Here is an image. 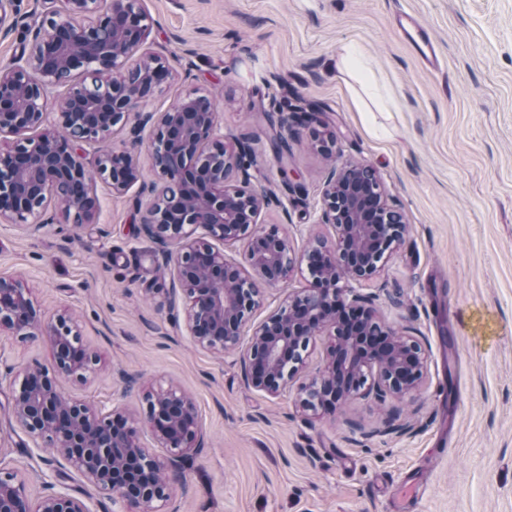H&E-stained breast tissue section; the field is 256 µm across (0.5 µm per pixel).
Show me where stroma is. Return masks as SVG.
Segmentation results:
<instances>
[{
    "instance_id": "obj_1",
    "label": "stroma",
    "mask_w": 512,
    "mask_h": 512,
    "mask_svg": "<svg viewBox=\"0 0 512 512\" xmlns=\"http://www.w3.org/2000/svg\"><path fill=\"white\" fill-rule=\"evenodd\" d=\"M146 48L173 70L142 104L162 112L198 92L225 135L250 148L252 183L271 197L262 228L295 251L334 241L319 223L333 162L375 166L408 232L370 288L395 331L428 360L417 395L354 396L315 415L298 389L321 370L330 336L311 337L294 383L275 396L247 387L238 352L196 345L186 300L160 244L139 232L155 175L118 194L94 173L96 215L35 233L0 223V272L20 276L46 312L69 309L101 361L60 392L144 415L147 391L178 385L194 401L204 451L163 512H512V0H140ZM416 15L439 51L427 68L399 34L395 7ZM0 66L49 16L16 0ZM358 44L397 111L367 132L336 68ZM51 367L43 341L0 333V466L32 498L47 490L87 512H133L72 470L11 417L24 367Z\"/></svg>"
}]
</instances>
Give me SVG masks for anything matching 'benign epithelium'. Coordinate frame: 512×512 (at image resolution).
I'll list each match as a JSON object with an SVG mask.
<instances>
[{"mask_svg": "<svg viewBox=\"0 0 512 512\" xmlns=\"http://www.w3.org/2000/svg\"><path fill=\"white\" fill-rule=\"evenodd\" d=\"M150 25L137 0H65L63 12L34 30L28 50L0 67V135L17 144L0 148V221L35 230L45 224L48 196L59 202L58 222L83 224L94 201L75 190L89 177L85 146L123 127L151 91L171 78L154 55L126 63L145 45ZM57 93L56 123L46 124L48 100ZM131 138L97 157V170L112 190L124 193L140 181L139 130L156 127L148 146L157 177L140 232L178 252H162L174 265L189 301L187 322L196 343L232 351L264 290L284 282L285 271L306 266L311 287L288 294L251 335L240 357L247 386L275 396L303 369L310 336L336 338L324 371L300 386V404L313 413L333 412L374 371L368 393L379 401L420 389L426 356L420 343L388 328L376 315L374 293L358 286L376 277L407 233L404 215L391 201L378 171L346 161L324 181L319 223L330 224L336 242L318 240L302 253L272 227H257L267 197L251 184L248 148L224 142L215 106L205 95L186 96L165 112H138ZM244 243L242 260L230 262L211 241ZM49 343L53 371L28 367L11 404L17 425L48 441L69 466L95 487L139 512H159L170 485L183 479L202 451L194 402L170 384L146 395V424L162 457L143 448L139 419L63 397L62 379L84 380L100 362L72 315H46L21 280L0 274V330ZM0 512H87L78 498L49 493L34 500L26 483L0 467Z\"/></svg>", "mask_w": 512, "mask_h": 512, "instance_id": "benign-epithelium-1", "label": "benign epithelium"}]
</instances>
